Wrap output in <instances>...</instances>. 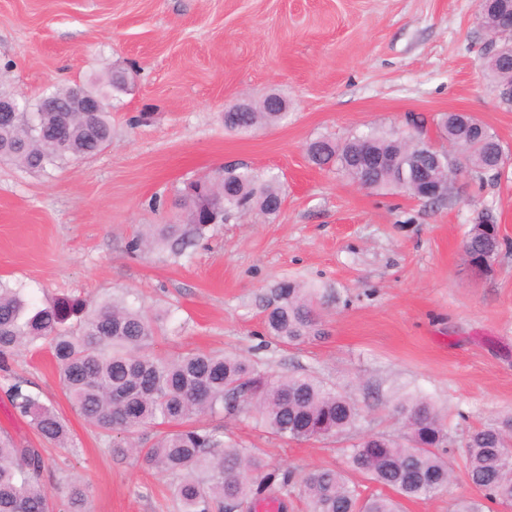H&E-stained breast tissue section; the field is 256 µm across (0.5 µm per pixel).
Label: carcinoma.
Listing matches in <instances>:
<instances>
[{"instance_id": "carcinoma-1", "label": "carcinoma", "mask_w": 512, "mask_h": 512, "mask_svg": "<svg viewBox=\"0 0 512 512\" xmlns=\"http://www.w3.org/2000/svg\"><path fill=\"white\" fill-rule=\"evenodd\" d=\"M40 103H22L20 116L0 115V159L31 170H44L88 158L112 138L110 113L37 112ZM287 118L269 99L254 111L224 113V129L248 132ZM440 137L463 149L478 175L494 171L498 138L485 130L483 138L456 113L443 116ZM367 149L384 165L374 187H398L403 172L427 168L432 182L448 179V157L440 164L426 155V142L416 138L368 133L343 142L318 139L307 153L315 165H334L353 181L359 179L358 154ZM192 181L179 191L184 219L177 224H150L130 245L136 254L161 246L180 256L205 237L224 212L258 210L273 215L282 197L276 177L260 178L249 171L224 169L218 191ZM505 241L497 225L482 220L471 225L464 241L470 262L492 268ZM318 292L297 280H282L271 289L265 328L282 343L309 336L317 322ZM159 318L115 299L61 295L37 304L25 289L0 281V365L23 348L49 344L59 368L65 395L91 427L110 437L112 454L136 455L155 471L176 478L173 496L177 512H229L259 499H278L298 492L308 512H400L399 499L433 496L448 490L453 456L448 427L435 407L424 400L399 403L408 432L405 441L375 434L349 449V466L369 480L368 494L336 469L314 467L299 474L291 467H272L263 458L224 440V429L198 424L199 417L252 414L268 432L285 440L310 441L349 430L359 417L355 403L314 376L276 375L255 362L234 355L190 350L175 357L145 353L158 335ZM14 412L28 420L39 437L64 445L70 439L65 420L28 388L15 380L6 390ZM146 427L162 429L149 448L136 446L135 435ZM475 497H458L449 512H485L486 502H512V418L471 432L457 448ZM48 470L37 448H28L9 433H0V512H54L44 482ZM397 493L393 497L385 490ZM88 487L67 484L64 512H86Z\"/></svg>"}]
</instances>
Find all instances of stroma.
Wrapping results in <instances>:
<instances>
[{"mask_svg":"<svg viewBox=\"0 0 512 512\" xmlns=\"http://www.w3.org/2000/svg\"><path fill=\"white\" fill-rule=\"evenodd\" d=\"M476 0H0V91L33 100L106 85L112 139L97 155L44 172L0 160V277L37 302L60 294L114 296L162 314L152 354L235 355L282 376L313 375L360 411L350 431L283 441L255 419L221 423L268 463L347 467L367 434L403 437L395 404L425 398L448 425L449 447L512 416V165L457 172L446 200L395 187L366 189L307 156L318 138L369 131L444 147L438 121L468 112L512 152V107L485 67ZM288 118L249 134L223 114L271 92ZM227 167L279 177L273 216L229 214L174 256L132 254L147 225L180 212L178 191ZM508 241L491 273L476 274L463 240L479 217ZM297 279L322 297L320 333L282 344L264 331V299ZM31 384L66 421L73 444L41 443L3 393ZM39 444L53 501L86 484L90 512H175L168 476L113 456L71 407L48 346L0 370V431ZM448 492L402 500V512H448L474 495L463 465Z\"/></svg>","mask_w":512,"mask_h":512,"instance_id":"obj_1","label":"stroma"}]
</instances>
